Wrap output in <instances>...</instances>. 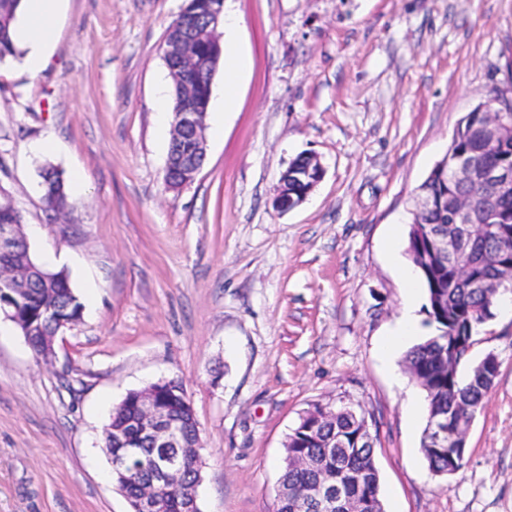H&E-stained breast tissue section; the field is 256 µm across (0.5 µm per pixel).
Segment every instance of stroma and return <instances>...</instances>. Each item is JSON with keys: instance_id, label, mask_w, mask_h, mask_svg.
<instances>
[{"instance_id": "1", "label": "stroma", "mask_w": 512, "mask_h": 512, "mask_svg": "<svg viewBox=\"0 0 512 512\" xmlns=\"http://www.w3.org/2000/svg\"><path fill=\"white\" fill-rule=\"evenodd\" d=\"M184 5L62 0L42 72L0 63V187L83 304L47 359L0 315V512H129L104 427L162 379L199 423L201 512H273L291 429L344 403L377 437L385 512H512V316L495 310L472 351L500 372L450 477L429 469L426 422L392 382L404 352L380 350L404 294L386 240L399 227L406 255L417 188L458 123L512 92V0H224L248 67L227 112L216 70L204 165L171 190L156 109ZM301 155L324 176L279 212ZM47 164L86 175L61 224ZM305 158L307 159V163ZM305 163L306 168L303 173L296 172L295 166H290L281 175L279 186L277 187L273 198V205L278 211L285 212L299 206L306 200L309 193L321 180L324 170L315 157H299L292 164L304 166ZM302 179L304 180L306 187L300 192H295L293 182Z\"/></svg>"}]
</instances>
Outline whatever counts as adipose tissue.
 I'll return each instance as SVG.
<instances>
[{
    "mask_svg": "<svg viewBox=\"0 0 512 512\" xmlns=\"http://www.w3.org/2000/svg\"><path fill=\"white\" fill-rule=\"evenodd\" d=\"M60 3L61 0H23L17 12L21 24L14 29L12 40L15 45L26 48L25 68L30 74H38L44 65V51L55 38ZM397 272L404 288V302L396 327L382 342V353L388 358L393 357L419 328L418 273L413 266L402 263L398 264Z\"/></svg>",
    "mask_w": 512,
    "mask_h": 512,
    "instance_id": "ef3b65f1",
    "label": "adipose tissue"
}]
</instances>
